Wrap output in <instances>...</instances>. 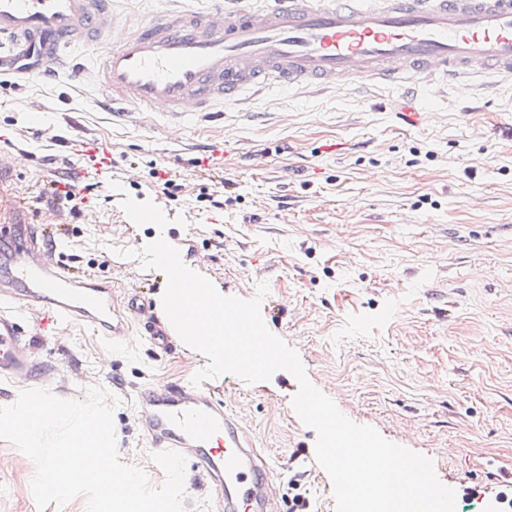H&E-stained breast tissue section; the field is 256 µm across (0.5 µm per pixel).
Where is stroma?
<instances>
[{"label":"stroma","instance_id":"1","mask_svg":"<svg viewBox=\"0 0 512 512\" xmlns=\"http://www.w3.org/2000/svg\"><path fill=\"white\" fill-rule=\"evenodd\" d=\"M98 95L91 77L74 83L65 71L51 83L0 79V135L10 140L0 145V225L56 224L55 260L118 297L142 290L158 315L167 277L145 269L141 251L160 237L221 294L249 299L267 283L262 319L311 382L355 423L430 457L439 480L461 488L455 512H496L488 488L512 463V84L490 93L477 77L429 104L362 84L283 89L178 126L156 112L111 115ZM74 140L109 146L103 186L87 190L95 161L73 155ZM17 146L31 155L22 169ZM75 174L78 216L52 199L53 182ZM158 174L175 180L172 195L155 191ZM217 190L220 213L201 200ZM135 208L159 223H128ZM25 329L54 372L0 381V406L30 388L80 399L103 387L118 401L122 462L162 485L137 396L191 379L206 357L179 339L164 354L138 336L114 345L42 313ZM202 388L231 401L280 484L300 475L310 512H336L290 373L254 384L224 374ZM33 475L0 441V512H87L83 496L38 510Z\"/></svg>","mask_w":512,"mask_h":512}]
</instances>
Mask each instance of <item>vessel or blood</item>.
<instances>
[{"label":"vessel or blood","mask_w":512,"mask_h":512,"mask_svg":"<svg viewBox=\"0 0 512 512\" xmlns=\"http://www.w3.org/2000/svg\"><path fill=\"white\" fill-rule=\"evenodd\" d=\"M101 48L96 74L106 107L173 117L241 101L252 88L361 82L435 87L443 78L493 72L512 80V0H238L163 11L120 24L112 0H0V75L55 81L63 49ZM48 236L31 224L0 226V379H35L23 315L47 307L53 323L93 326L111 342L143 324L166 351L168 318L140 322L112 289L45 260ZM141 425L158 451L192 455L220 512H275L272 468L221 400L187 381L141 394Z\"/></svg>","instance_id":"b4317fda"}]
</instances>
